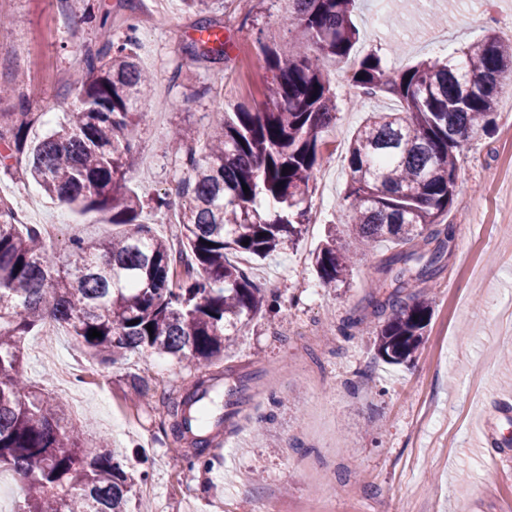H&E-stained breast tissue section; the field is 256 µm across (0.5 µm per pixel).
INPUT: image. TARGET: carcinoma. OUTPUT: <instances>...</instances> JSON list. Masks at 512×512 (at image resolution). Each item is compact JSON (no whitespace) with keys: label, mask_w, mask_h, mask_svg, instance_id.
Masks as SVG:
<instances>
[{"label":"carcinoma","mask_w":512,"mask_h":512,"mask_svg":"<svg viewBox=\"0 0 512 512\" xmlns=\"http://www.w3.org/2000/svg\"><path fill=\"white\" fill-rule=\"evenodd\" d=\"M182 2L199 14L192 58L224 59L223 26L206 14L221 0ZM356 2L288 0L281 23L296 31L288 52L257 40L270 73L264 108L234 105L201 148L184 130L163 143L164 153L181 162L182 175L172 191L151 199V209L163 223L179 208L190 254L181 273L173 242L138 222L143 203L127 186L138 162L131 133L153 83L129 50L133 17L122 37L108 18L100 20L101 46L86 53L76 79L78 105L57 128L34 140V113H0V141L15 160L4 165L5 174L21 164L46 196L107 213L117 227L135 226L105 240L76 237L58 262L40 227L18 223L0 201V466L32 489L17 512H128V476L107 439L87 447L84 432L65 423L64 404L22 372V341L47 319L67 325L101 364L130 354L195 362L200 374L168 409L170 431L193 448L189 467L209 466L215 435L205 427L224 425V414L212 418L211 395L224 387L229 398L238 393L210 368L224 357L230 337L278 304L235 257L265 259L299 241L309 223L315 172L328 149L326 133L336 125L327 60L350 68L355 89L402 104L395 112L369 113L350 139L342 206L356 246L384 240L400 246L377 266L368 305L378 320V355L394 364L413 357L430 316L426 290L442 274L455 239L445 216L458 155L477 128L493 122L499 95L512 91V42L489 32L444 64L389 70L370 51L352 65L360 41ZM315 267L330 288L347 282L351 257L336 247V229L316 253ZM91 329L102 336L89 338Z\"/></svg>","instance_id":"carcinoma-1"}]
</instances>
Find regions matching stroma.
Returning a JSON list of instances; mask_svg holds the SVG:
<instances>
[{
  "label": "stroma",
  "mask_w": 512,
  "mask_h": 512,
  "mask_svg": "<svg viewBox=\"0 0 512 512\" xmlns=\"http://www.w3.org/2000/svg\"><path fill=\"white\" fill-rule=\"evenodd\" d=\"M90 0H0L9 21L0 34V82L17 80L28 111L40 113L33 136L60 123L77 96L70 83L87 50L99 46L86 22ZM110 12L115 32L124 20L140 22L132 50L155 76L145 116L134 137L139 164L127 176L143 199L168 192L180 163L163 154L169 130L204 137L227 105L262 107L269 75L258 40L287 46L279 20L286 0H224L213 15L224 25L222 63L195 61L184 46L194 37L195 13L181 0H91ZM383 12L381 26L373 15ZM359 52L379 51L399 69L480 40L487 30L512 25V0H358ZM330 79L338 96L340 148L324 158L311 209L321 221L301 239L243 268L280 307L255 315L225 351L223 369L245 378L247 400L225 422L222 453L209 469L188 468L189 448L168 434L163 394L179 398L195 365L157 363L136 355L104 365L67 331H38L22 344L26 376L54 390L60 366L77 374L73 393L85 401L89 438L108 435L133 469L132 512H251L274 498L280 512H512V464H496L486 448L512 437V93L500 96L495 122L472 134L459 162L448 223L458 232L434 286L431 319L412 360L378 359L373 321L352 339L338 333L362 315L376 265L394 252L380 243L358 257L348 286L325 287L313 254L329 225L344 224L340 201L348 178L345 144L366 113L397 108L376 96L352 105L356 91L345 70ZM211 90L204 96L202 85ZM0 199L31 223L53 224L50 252L65 258L75 237L106 238L114 228L103 214H83L42 194L22 175L0 174ZM150 391L131 400L129 376ZM156 494L141 497L142 482Z\"/></svg>",
  "instance_id": "obj_1"
}]
</instances>
